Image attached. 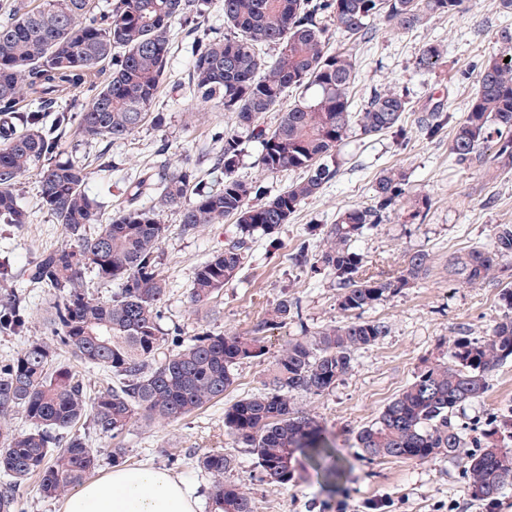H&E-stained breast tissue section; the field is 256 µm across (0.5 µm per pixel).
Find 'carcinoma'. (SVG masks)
Listing matches in <instances>:
<instances>
[{"mask_svg": "<svg viewBox=\"0 0 512 512\" xmlns=\"http://www.w3.org/2000/svg\"><path fill=\"white\" fill-rule=\"evenodd\" d=\"M464 0H223L224 36L201 32L211 0H0V223L27 224L29 213L15 186L24 175L38 178L41 203L62 224L70 243L42 251L23 271L32 286L57 292L53 336L29 341L0 363V418L19 410L26 426L0 428V512H16L14 491L37 478L39 493L55 498L80 485L99 462L88 437L74 433L89 424L97 435L117 439L132 421H175L224 397L240 364L261 357L263 333L299 317L298 301L285 297L266 310L248 335L201 330L184 337L162 326L168 280L159 270V249L169 227L160 212L177 213L180 229L193 232L231 217L241 236L215 252L193 273L190 302L203 308L224 294L243 268L249 237L275 233L306 200L319 194L337 173L336 150L352 126L364 135L393 131L406 135L407 101L387 88L352 110L357 58L351 50L327 48L329 18L356 40L383 18L394 31L461 10ZM179 27L192 38L187 74L190 92L234 119L217 136L216 167L224 186L196 182L189 161H162L132 180L118 210L108 214L86 190L90 172L61 160L62 140L71 123L85 142H106L98 155L101 170L113 168L108 146L147 124ZM497 51L485 57L477 88L461 121L454 125L448 151L460 164L512 167V30L501 31ZM271 47L278 48L274 56ZM509 62H504L506 57ZM440 45L426 44L417 68L443 64ZM32 102L20 105V89ZM91 96L61 103L74 91ZM281 109L273 127L260 123ZM445 103L437 101L418 118L429 138L448 126ZM260 146L257 166L265 175L299 170L303 177L269 197L259 181L235 175L242 137ZM407 194L404 175H380L370 203L340 213L323 238L319 261L337 289L350 319L312 336H297L272 362L263 391L224 408V431L254 455L260 481L285 486L305 458L336 478L340 464L315 417L292 406L293 396H322L346 375L353 354L388 335L389 325L362 313L391 294L411 287L431 264L430 254L411 253L397 276L369 273L354 245L378 228L384 215ZM152 205L146 207L142 201ZM512 258V225L500 224L491 243L453 256L451 276L465 285L498 278ZM93 268L118 290L105 299L86 296L83 280ZM503 311L490 334L455 337L447 355L425 363L375 420L355 436L366 460L428 462L459 458L467 447L464 430L452 416L481 399L488 375L512 362V287L500 295ZM28 319L21 295H0V333L24 329ZM65 351L97 367L109 380L91 392L70 367L58 362ZM462 458L472 499L494 502L512 486V414L495 420ZM235 456L212 450L199 460L213 477L210 512H255L253 498L224 473Z\"/></svg>", "mask_w": 512, "mask_h": 512, "instance_id": "obj_1", "label": "carcinoma"}]
</instances>
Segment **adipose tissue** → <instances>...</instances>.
<instances>
[{
    "label": "adipose tissue",
    "instance_id": "obj_1",
    "mask_svg": "<svg viewBox=\"0 0 512 512\" xmlns=\"http://www.w3.org/2000/svg\"><path fill=\"white\" fill-rule=\"evenodd\" d=\"M62 512H198V502L166 470L118 466L65 497Z\"/></svg>",
    "mask_w": 512,
    "mask_h": 512
}]
</instances>
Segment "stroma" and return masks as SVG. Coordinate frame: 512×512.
Here are the masks:
<instances>
[{
	"label": "stroma",
	"instance_id": "1",
	"mask_svg": "<svg viewBox=\"0 0 512 512\" xmlns=\"http://www.w3.org/2000/svg\"><path fill=\"white\" fill-rule=\"evenodd\" d=\"M505 28L512 30V11L489 12L481 0H466L462 11L434 16L424 25L400 33L392 32L385 20H377L372 37L356 46L342 33L331 32L332 48L357 49L359 79L353 91L354 108H361L375 91L394 88L408 101L404 125L410 134L404 139L391 132L366 136L352 130L338 151L336 178L302 203L274 237H253L237 280L225 288L223 297L212 303L208 312L196 311L189 302L193 272L236 236L235 223L229 219L185 234L175 212H162L169 233L160 247V268L170 284L164 327H179L186 336L201 329L244 334L286 293L298 298L300 317L266 331L265 355L240 365L237 380L223 399L174 422L132 423L124 439L126 465L166 468L204 499L212 479L199 468L198 459L208 451L224 449L236 458L234 469L224 475L225 482L251 492L256 512H336L340 502L346 512H370L369 503L380 499L387 502L380 512H448L453 500L466 512H512V489L500 494L491 506L473 501L458 461L441 457L425 463L370 462L359 456L354 440L357 430L376 418L424 361L445 354L449 341L461 331L476 337L489 334L502 313L499 293L512 283V259L505 261L497 279L475 286L450 282L448 259L487 246L497 225L512 224V169L460 166L448 153V135L430 139L415 132L413 126L417 114L429 111L440 98L445 99L452 120L462 118L481 62L496 49L498 34ZM429 42L443 47L444 63L436 70L422 71L416 59ZM190 63V40L173 33L167 78L155 104L163 123L144 126L112 145L116 166L111 171H96L98 145L82 142L73 132L67 135L65 153L92 166L87 188L107 210L120 205L126 181L157 161L162 147L171 165L191 158L198 179L206 186L215 188L223 182V171L213 165L205 149L214 132L231 128L232 121L189 96L185 81ZM390 170L405 174L409 192L402 207L388 212L356 248L374 273H398L407 256L417 250L429 252L430 268L411 287L365 311V318L386 321L390 332L377 344L357 351L350 372L332 390L320 397L298 395L293 400L297 410L315 416L325 427L345 467L343 477L326 483L305 465L298 468L287 487L263 484L258 480L254 456L236 447L225 434L224 409L262 390L268 368L290 339L346 321L337 305L332 278L312 270L323 239L320 233L311 235L310 230L316 227L321 232L335 223L338 212L368 203L376 178ZM17 189L30 222L23 226L0 224V263L10 273L9 278L0 279V286L24 294L29 323L23 333H0V361L14 355L27 341L49 336L55 293L26 285L18 273L41 250L69 241L63 227L42 207L36 175L26 174ZM414 206L422 211L415 220L408 216ZM273 240L279 241L278 250H271ZM304 241L309 244L308 263L299 267L291 255ZM511 409L512 363L489 374L487 393L457 412L455 421L463 425L466 440L472 443L479 440L491 417Z\"/></svg>",
	"mask_w": 512,
	"mask_h": 512
}]
</instances>
